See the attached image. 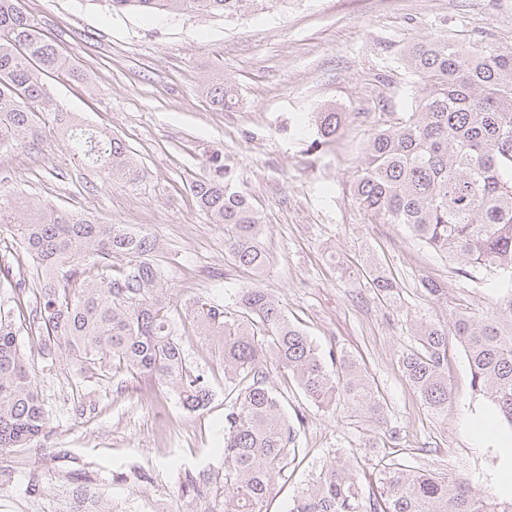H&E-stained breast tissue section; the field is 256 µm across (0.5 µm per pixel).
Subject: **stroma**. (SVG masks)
Listing matches in <instances>:
<instances>
[{"label":"stroma","instance_id":"35a3bbf8","mask_svg":"<svg viewBox=\"0 0 512 512\" xmlns=\"http://www.w3.org/2000/svg\"><path fill=\"white\" fill-rule=\"evenodd\" d=\"M23 7L77 71L46 77L54 102L121 140L139 175L104 182L54 131L35 145L0 148V196L152 235L179 314L260 285L319 350L357 359L384 398L378 420L341 400L320 409L292 377L269 367L268 385L288 401L298 455L275 478L267 512H288L339 450L355 453L368 491L378 463L394 460L511 499L512 426L498 421L488 439L475 436L497 412L473 392L462 346L448 343L452 403L444 417L424 407L401 366L417 344L416 324L446 322L458 306L485 311L505 286L483 270L461 278L455 262L404 226L372 222L350 187L371 133L415 108L404 50L436 34L512 48V0H288L229 18L116 12L110 0H23ZM218 78L237 89L232 110L215 109L202 91ZM330 108L346 120L321 145L313 118ZM217 150L233 161L263 217L271 262L262 274L235 264L223 225L210 222L190 191ZM380 272L393 292L374 288ZM425 278L445 285L441 299L423 293ZM183 344L188 365L213 390L197 411L183 409L157 380L115 364L98 379L37 361L51 421L29 448L0 453V512H76L79 483L113 512H221L231 398L217 348L196 335ZM34 472L42 477L36 492ZM143 472L149 481H140ZM190 474L206 478L200 491L186 486Z\"/></svg>","mask_w":512,"mask_h":512}]
</instances>
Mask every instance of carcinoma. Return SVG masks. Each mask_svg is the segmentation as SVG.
<instances>
[{"label": "carcinoma", "instance_id": "carcinoma-1", "mask_svg": "<svg viewBox=\"0 0 512 512\" xmlns=\"http://www.w3.org/2000/svg\"><path fill=\"white\" fill-rule=\"evenodd\" d=\"M114 10L169 14L246 13L255 0H111ZM415 76L416 108L378 129L364 148L351 192L383 224H402L425 245L469 268L495 272L507 292L481 315L450 312L445 324H422L417 348L402 355L405 376L431 411L448 414V340L464 348L474 392L487 397L512 427V48L492 42L466 47L446 36L404 51ZM73 74L57 47L42 37L21 0H0V148L37 143L46 122L70 153L101 167L105 179L135 180L125 145L90 130L51 99L46 73ZM203 92L224 109L238 104L234 86L212 81ZM346 113L315 116L323 141L336 137ZM192 193L214 224L224 225L225 250L261 273L269 264L262 218L235 184L218 151ZM23 217L0 207L7 231L31 260L29 279L0 271L13 304L0 306V452H17L45 434L50 415L36 383L35 357L18 342L35 335L38 352L86 371L112 362L156 379L187 410L205 407L208 381L187 365L174 326L170 295L157 259L159 242L120 224H98L40 201L19 205ZM27 297L21 302V297ZM191 325L218 349L224 385L236 394L224 414V512H263L275 475L296 458V431L284 397L267 385V360L297 382L321 408L343 400L378 419L384 404L366 370L341 354L324 355L258 286L241 289L234 307L198 303ZM377 491L365 496L352 459L336 454L288 512H512V500L473 490L463 480L396 462L377 471Z\"/></svg>", "mask_w": 512, "mask_h": 512}]
</instances>
